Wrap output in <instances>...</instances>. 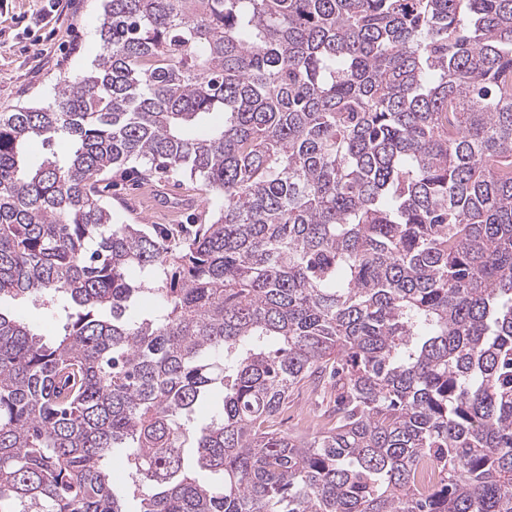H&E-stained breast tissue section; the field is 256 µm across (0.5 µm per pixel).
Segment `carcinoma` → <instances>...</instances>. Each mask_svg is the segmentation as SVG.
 I'll list each match as a JSON object with an SVG mask.
<instances>
[{"label": "carcinoma", "instance_id": "carcinoma-1", "mask_svg": "<svg viewBox=\"0 0 512 512\" xmlns=\"http://www.w3.org/2000/svg\"><path fill=\"white\" fill-rule=\"evenodd\" d=\"M99 36L0 114V300L60 324L0 311V512H512V0H105ZM131 161L217 211L114 223ZM1 309L7 314H21L27 321L36 327L39 332H43L47 337L54 334L57 315L54 311L40 303L31 300L5 298L2 300ZM323 399V401H322ZM329 402V395H321L308 387L295 389L288 398V404L283 408L278 417V428L288 435L297 434L301 427L296 420V412L299 410H310L317 412L324 409Z\"/></svg>", "mask_w": 512, "mask_h": 512}]
</instances>
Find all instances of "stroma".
<instances>
[{
    "mask_svg": "<svg viewBox=\"0 0 512 512\" xmlns=\"http://www.w3.org/2000/svg\"><path fill=\"white\" fill-rule=\"evenodd\" d=\"M104 0H0V113L52 102L57 83L90 70L102 52L98 28ZM58 5L57 20L31 25L33 13ZM112 212L123 224L190 223L217 209L215 196L187 175L171 173L138 184L134 171L113 173L105 186ZM162 193L178 200L175 212L152 210Z\"/></svg>",
    "mask_w": 512,
    "mask_h": 512,
    "instance_id": "obj_1",
    "label": "stroma"
}]
</instances>
